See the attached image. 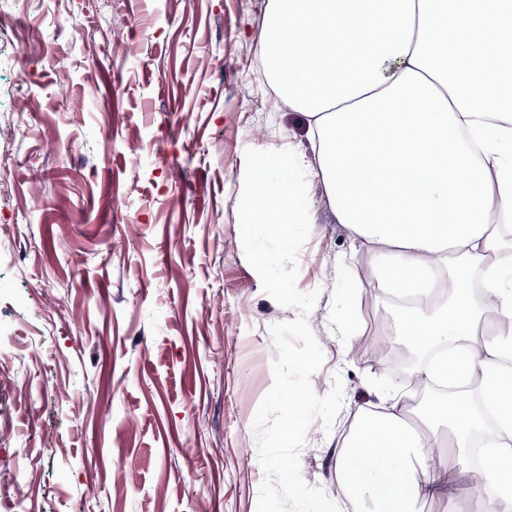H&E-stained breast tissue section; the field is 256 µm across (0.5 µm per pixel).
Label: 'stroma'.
<instances>
[{"label":"stroma","mask_w":512,"mask_h":512,"mask_svg":"<svg viewBox=\"0 0 512 512\" xmlns=\"http://www.w3.org/2000/svg\"><path fill=\"white\" fill-rule=\"evenodd\" d=\"M267 0H0V512H257L279 305L248 263L247 149L307 148L261 67ZM317 395L392 382L393 340L325 206L298 253ZM351 310L348 335L336 313ZM354 409L313 422L336 496Z\"/></svg>","instance_id":"35a3bbf8"}]
</instances>
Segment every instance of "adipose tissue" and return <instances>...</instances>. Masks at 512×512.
Returning <instances> with one entry per match:
<instances>
[{
	"label": "adipose tissue",
	"instance_id": "1",
	"mask_svg": "<svg viewBox=\"0 0 512 512\" xmlns=\"http://www.w3.org/2000/svg\"><path fill=\"white\" fill-rule=\"evenodd\" d=\"M263 51L277 95L307 119L310 147L257 168L247 222L309 224L294 178L321 185L349 226L381 299L405 312L410 347L447 356L416 367L446 393L414 405L393 390L356 401L335 471L356 512H420L453 499L478 432L490 489L476 512L512 507V0H268ZM481 269L480 293L450 256Z\"/></svg>",
	"mask_w": 512,
	"mask_h": 512
}]
</instances>
